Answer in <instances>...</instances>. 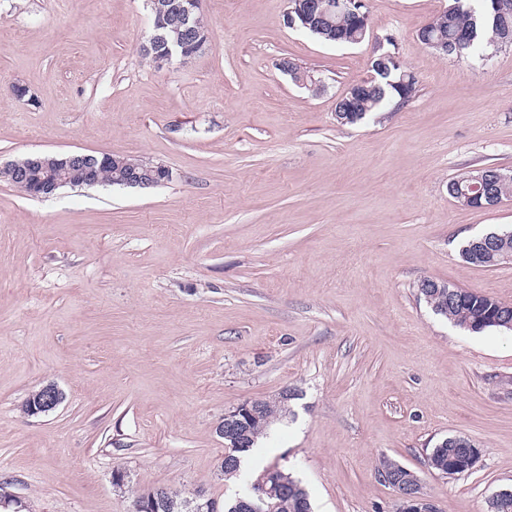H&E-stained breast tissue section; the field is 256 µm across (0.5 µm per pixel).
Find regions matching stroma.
Instances as JSON below:
<instances>
[{"instance_id": "stroma-1", "label": "stroma", "mask_w": 512, "mask_h": 512, "mask_svg": "<svg viewBox=\"0 0 512 512\" xmlns=\"http://www.w3.org/2000/svg\"><path fill=\"white\" fill-rule=\"evenodd\" d=\"M451 2L367 0L365 39L336 45L287 27L288 0H202L206 46L157 69L139 52L146 0H0V162L80 151L172 172L38 198L0 182V491L20 512H134L160 486L220 507L274 466L314 512H396L383 455L438 512H488L512 489V334L466 332L418 291L512 304V262L460 255L512 228V199L482 211L448 193L512 171V47L427 48L418 29ZM388 36L414 97L338 123ZM49 383L63 403L25 415ZM286 390V418L225 480V413ZM452 435L480 455L449 479L425 459Z\"/></svg>"}]
</instances>
